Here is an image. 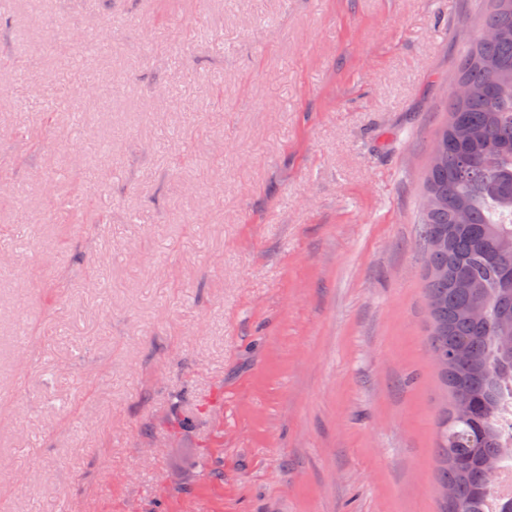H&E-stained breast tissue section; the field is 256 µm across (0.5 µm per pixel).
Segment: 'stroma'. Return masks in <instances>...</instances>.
I'll return each mask as SVG.
<instances>
[{
  "instance_id": "1",
  "label": "stroma",
  "mask_w": 512,
  "mask_h": 512,
  "mask_svg": "<svg viewBox=\"0 0 512 512\" xmlns=\"http://www.w3.org/2000/svg\"><path fill=\"white\" fill-rule=\"evenodd\" d=\"M483 8L12 0L0 512H438L419 201Z\"/></svg>"
}]
</instances>
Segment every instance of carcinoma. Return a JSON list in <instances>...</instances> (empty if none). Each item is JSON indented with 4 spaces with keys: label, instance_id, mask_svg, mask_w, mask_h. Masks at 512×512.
<instances>
[{
    "label": "carcinoma",
    "instance_id": "cac0c4a2",
    "mask_svg": "<svg viewBox=\"0 0 512 512\" xmlns=\"http://www.w3.org/2000/svg\"><path fill=\"white\" fill-rule=\"evenodd\" d=\"M456 81L467 92L449 100L433 141L442 163L427 169L430 202L419 218L428 346L447 390L436 444L440 512H512V497L496 499L483 479L487 458L512 459V348L499 342L512 337V0H487ZM433 232L448 238L446 249L428 247ZM459 398L471 408L464 419L454 414Z\"/></svg>",
    "mask_w": 512,
    "mask_h": 512
}]
</instances>
